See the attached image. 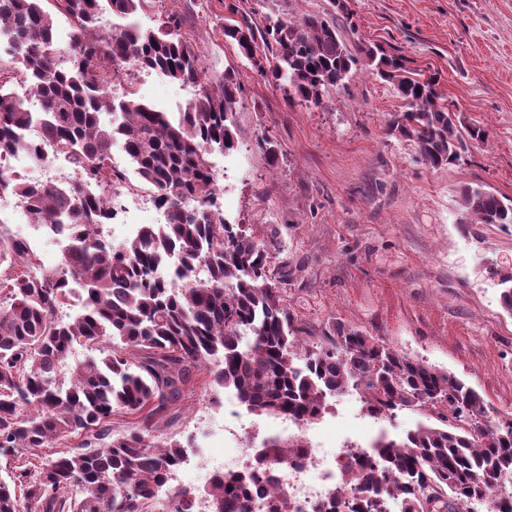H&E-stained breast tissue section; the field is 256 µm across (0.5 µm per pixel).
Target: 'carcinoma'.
Here are the masks:
<instances>
[{
  "instance_id": "carcinoma-1",
  "label": "carcinoma",
  "mask_w": 512,
  "mask_h": 512,
  "mask_svg": "<svg viewBox=\"0 0 512 512\" xmlns=\"http://www.w3.org/2000/svg\"><path fill=\"white\" fill-rule=\"evenodd\" d=\"M0 0V194L14 196L34 223L66 231L62 268L34 275L29 242L0 229V512L27 498L40 512H154L158 491L184 458L173 439H149L156 418L181 394L193 369L206 367L214 387L235 390L255 414L304 424L328 410V397L353 389L377 417L408 409L440 422L405 438L382 436L355 458L330 493L328 512H512V415H488L484 398L451 373L404 356L382 340L339 326L329 344L300 348L271 271V253L215 205L219 188L209 156L239 149L233 111L235 71L210 81L191 39L171 18L143 30L133 23L103 29L101 0ZM128 19L144 0H107ZM69 19V43L55 38L54 14ZM224 40L288 103L318 107L364 63L405 104L386 132L413 143L432 169L459 162L464 138L488 130L462 126L438 91V78L406 69L378 46L349 47L329 13L224 23ZM135 67L194 88L178 116L129 91L110 95ZM20 73L39 109L6 87ZM47 139L77 171L64 185L33 184L13 170L25 147L44 160ZM121 140L138 183L163 209L162 224H143L117 250L103 235L112 219V184L126 179L110 164ZM103 187L88 193V181ZM478 224H512V203L481 187L461 194ZM502 308L512 313V273L502 276ZM76 299L79 311L59 310ZM250 340H245V337ZM81 345L92 355L63 368ZM140 415L138 427L112 435V415ZM72 437L78 446L46 457L40 448ZM295 437L262 444L258 466L227 471L211 483L209 512H252L269 470L301 458Z\"/></svg>"
}]
</instances>
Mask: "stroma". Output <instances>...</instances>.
Segmentation results:
<instances>
[{"mask_svg":"<svg viewBox=\"0 0 512 512\" xmlns=\"http://www.w3.org/2000/svg\"><path fill=\"white\" fill-rule=\"evenodd\" d=\"M256 24L267 17L324 13L328 0H149L135 20L145 29L174 16L211 81L234 69L240 94L233 114L237 153L211 157L226 222L252 228L270 245L272 269L284 273L283 299L305 347L327 344L336 326L381 338L390 348L454 374L500 414H512V314L500 301L499 275L512 272V224H477L461 205L466 186L512 198V0H348L351 44H377L406 68L439 79L463 125L489 135L471 141L456 165L423 164L408 140L385 127L404 103L369 68L308 109L282 92L225 43L229 5ZM168 112L184 109L194 89L140 70L112 84ZM271 138L278 161L258 144ZM126 224L107 225L122 248L139 225L155 221L148 191L124 194ZM206 368L161 420L162 437L224 450L225 430L254 426L287 437L277 418L250 414L234 391L210 389ZM354 406L332 401L306 427L332 443L362 445L380 434L401 437L422 423L402 410L386 422L354 418Z\"/></svg>","mask_w":512,"mask_h":512,"instance_id":"obj_1","label":"stroma"}]
</instances>
